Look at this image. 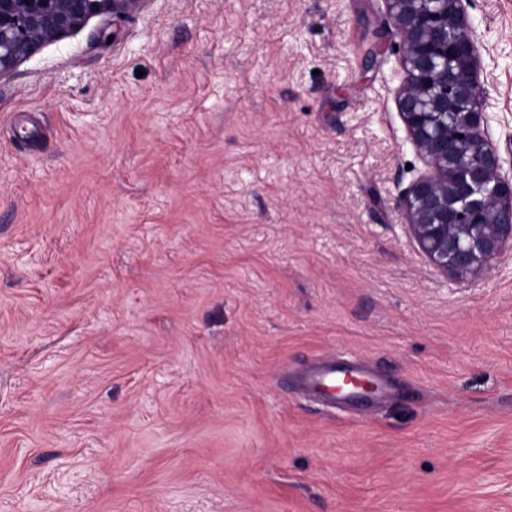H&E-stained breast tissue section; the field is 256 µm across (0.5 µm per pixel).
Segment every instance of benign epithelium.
<instances>
[{"label": "benign epithelium", "mask_w": 512, "mask_h": 512, "mask_svg": "<svg viewBox=\"0 0 512 512\" xmlns=\"http://www.w3.org/2000/svg\"><path fill=\"white\" fill-rule=\"evenodd\" d=\"M141 0H0V77L87 19ZM401 37L397 105L428 164L406 190L405 229L445 273L477 277L512 252V176L489 137L470 0H386Z\"/></svg>", "instance_id": "obj_1"}]
</instances>
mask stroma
Masks as SVG:
<instances>
[{
  "label": "stroma",
  "instance_id": "35a3bbf8",
  "mask_svg": "<svg viewBox=\"0 0 512 512\" xmlns=\"http://www.w3.org/2000/svg\"><path fill=\"white\" fill-rule=\"evenodd\" d=\"M467 12L512 172V0ZM387 13L143 0L0 78V512H512V253L407 234ZM347 376L358 380L359 371L351 365L338 366L336 362H330L310 377L309 386L314 392L323 396V394L319 393V390L327 391L336 388V382Z\"/></svg>",
  "mask_w": 512,
  "mask_h": 512
}]
</instances>
